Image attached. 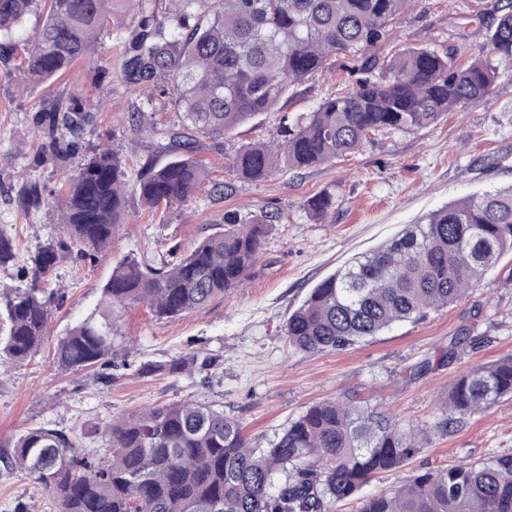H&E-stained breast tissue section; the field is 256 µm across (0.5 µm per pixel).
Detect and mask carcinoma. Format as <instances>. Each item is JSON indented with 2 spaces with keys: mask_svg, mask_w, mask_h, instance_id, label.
Returning <instances> with one entry per match:
<instances>
[{
  "mask_svg": "<svg viewBox=\"0 0 512 512\" xmlns=\"http://www.w3.org/2000/svg\"><path fill=\"white\" fill-rule=\"evenodd\" d=\"M416 0H0V76L35 87L57 79L103 39L115 37L114 60L97 66L94 84L116 81L148 91L128 121L151 138L152 153L128 186L125 160L91 141L95 115L83 93L43 98L30 120L41 139L37 160L57 166L78 158L64 193L24 180L18 206L55 205L60 230L29 256V287L5 300L8 334L0 369L37 352L61 296L40 287L78 247L93 260L127 223V193L152 211L174 213L198 190L229 189L213 180L200 139H224L255 117L278 112L295 87L336 61L348 88L309 112L280 118L281 140L240 149L225 166L238 180L260 181L330 163L359 151L379 130L414 131L445 114L486 101L498 68L512 61V0H495L496 22L477 53L425 46L382 54L393 22ZM136 14L114 31L117 12ZM39 18L31 32L29 16ZM171 108L182 124L160 123ZM329 195L305 200L324 221ZM277 214L224 213L223 229L187 254L167 249L159 265L126 255L112 266L97 307L61 337L64 371L112 362L116 319L144 305L159 319L200 308L239 287L260 257ZM512 253V185L468 196L408 224L394 238L322 280L285 324L288 347L343 351L394 325L465 297ZM17 259L0 230V267ZM512 397V358L469 368L448 388L440 416L425 427L402 424L355 402L310 406L266 448L250 443L240 422L194 402L142 410L106 426L112 456L101 460L63 431L29 429L0 456L45 488L58 512H332L377 475L401 468L434 433L483 414ZM357 512H512V454L417 476L396 489L364 496Z\"/></svg>",
  "mask_w": 512,
  "mask_h": 512,
  "instance_id": "obj_1",
  "label": "carcinoma"
}]
</instances>
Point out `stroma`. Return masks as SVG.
Instances as JSON below:
<instances>
[{
  "label": "stroma",
  "mask_w": 512,
  "mask_h": 512,
  "mask_svg": "<svg viewBox=\"0 0 512 512\" xmlns=\"http://www.w3.org/2000/svg\"><path fill=\"white\" fill-rule=\"evenodd\" d=\"M492 17L490 0H418L397 21L394 45L442 51L463 42L473 51L485 43ZM115 52L114 40H103L63 77L31 90L0 77V229L12 238L19 259L57 233L60 221L53 206L22 212L10 192L26 178L58 181L54 168L34 163L39 136L30 112L39 99L89 95L97 108L98 134L125 156L128 180L136 178L142 155L134 150L137 136L127 118L135 96L117 83L92 85L94 67ZM498 73L486 102L448 113L425 129L369 134L359 152L334 162L275 172L260 182H232V191L222 196L202 190L182 211L163 217L131 201L128 222L112 249L91 261L61 262L51 285L60 289L63 301L44 344L36 355L0 373V453L28 428L47 426L103 456L109 440L102 429L112 419L183 401L223 410L262 447L309 406L336 399L361 401L415 426L433 422L449 383L462 371L512 356L511 254L462 300L347 350H290L284 325L311 288L356 255L448 203L512 184V66L501 64ZM346 81L341 70L320 72L281 101L280 113L310 111L322 98L344 90ZM280 113L261 115L225 138L223 146L204 151L217 179L229 180L224 165L243 145L278 138ZM318 194L333 199L324 223L313 221L303 208ZM259 209H279L283 217L271 225L244 287L172 319L156 318L143 306L123 311L105 381L54 363L58 338L96 306L117 259L131 253L151 261L173 245L189 251L223 223L226 211ZM461 331L467 342L457 358L444 360L449 336ZM177 357L189 370L165 371ZM505 452L512 453V398L462 418L453 432L433 434L405 467L380 475L362 493ZM19 506L25 512H56L51 494L31 477L0 465V512Z\"/></svg>",
  "instance_id": "35a3bbf8"
}]
</instances>
